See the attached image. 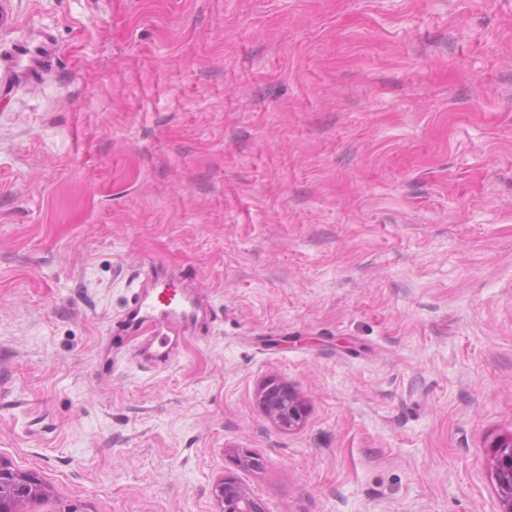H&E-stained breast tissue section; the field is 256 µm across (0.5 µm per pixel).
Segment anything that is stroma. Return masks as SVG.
<instances>
[{
    "label": "stroma",
    "instance_id": "1",
    "mask_svg": "<svg viewBox=\"0 0 512 512\" xmlns=\"http://www.w3.org/2000/svg\"><path fill=\"white\" fill-rule=\"evenodd\" d=\"M150 263L217 320L108 368ZM510 436L512 0H0V462L45 512H220L226 475L263 512H503ZM258 402L266 416L281 430H295L306 421L305 404L291 386L267 382L258 393ZM493 448L495 451V479L501 498L512 511V436L509 440L501 439Z\"/></svg>",
    "mask_w": 512,
    "mask_h": 512
}]
</instances>
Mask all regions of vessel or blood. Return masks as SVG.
<instances>
[{
    "mask_svg": "<svg viewBox=\"0 0 512 512\" xmlns=\"http://www.w3.org/2000/svg\"><path fill=\"white\" fill-rule=\"evenodd\" d=\"M135 281L123 313L112 323L107 361L123 354L132 336L139 354L153 363L169 361L174 342L202 338L210 305L199 283L156 264L144 266Z\"/></svg>",
    "mask_w": 512,
    "mask_h": 512,
    "instance_id": "1",
    "label": "vessel or blood"
}]
</instances>
